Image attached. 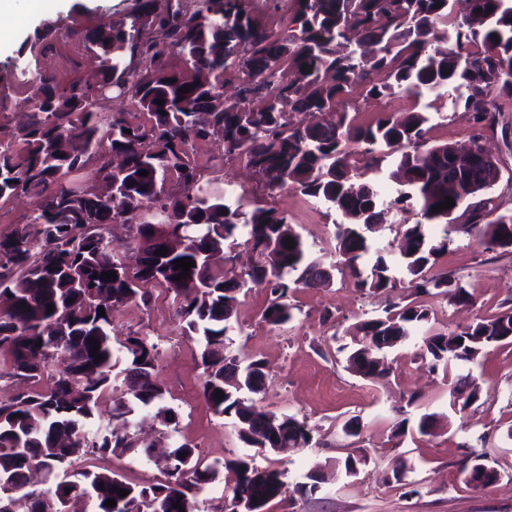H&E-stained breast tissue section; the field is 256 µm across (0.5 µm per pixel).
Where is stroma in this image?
<instances>
[{
    "label": "stroma",
    "instance_id": "1",
    "mask_svg": "<svg viewBox=\"0 0 512 512\" xmlns=\"http://www.w3.org/2000/svg\"><path fill=\"white\" fill-rule=\"evenodd\" d=\"M78 1L89 11L85 18L89 25L99 15L119 14L130 6V0H38L36 15L22 25L15 43L0 46V70L7 68L18 43L33 36L46 21L67 15ZM42 48L44 69L65 80L93 81L92 67L82 61V47L63 32L49 34ZM432 109L440 114L430 132L432 143L468 141L473 128L464 112H450L444 100L433 102ZM214 177L218 186L233 184L237 194L285 211L312 257H323L334 248L332 218L317 201L286 191L267 196L239 163L225 164ZM439 265L474 288L475 305L438 299L430 323L420 335L389 353L390 372L375 381L349 371L347 354L338 351L337 345L351 343V333L360 322L383 316L393 305L410 303L409 289L366 295L355 288L349 275L338 273L328 287L290 293L294 318L276 328L262 320L268 302L264 290L240 297L228 333L230 349L241 358L265 361L264 391L257 395V403L305 421L313 440L304 448L248 449L231 419L213 413L203 397L201 348L182 335L177 307L164 288L151 287L149 304L131 302L114 312L112 346L120 348L137 330L160 338L163 355L156 377L178 413L173 439L194 448L201 464L249 453L258 467L286 471V494L270 502L267 512H512V440L507 437L512 430V345L485 350L472 370L480 398L464 409L450 405L457 368L433 369L420 357L424 335L512 306V255L484 251L476 239L457 233ZM433 412L439 419L431 434H397L401 419L415 423ZM477 444L500 474L498 482L484 490L467 486L458 474L466 446ZM350 454L366 459L353 477L336 468ZM401 462L408 468L405 482L414 483L416 494H406L405 482L394 477L393 470ZM87 464L97 472L121 473L134 484L164 477L162 467L140 453L95 456ZM312 470L322 479L321 491L313 496L296 492L295 483Z\"/></svg>",
    "mask_w": 512,
    "mask_h": 512
}]
</instances>
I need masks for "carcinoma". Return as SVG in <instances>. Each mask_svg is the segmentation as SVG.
Segmentation results:
<instances>
[{
  "instance_id": "1",
  "label": "carcinoma",
  "mask_w": 512,
  "mask_h": 512,
  "mask_svg": "<svg viewBox=\"0 0 512 512\" xmlns=\"http://www.w3.org/2000/svg\"><path fill=\"white\" fill-rule=\"evenodd\" d=\"M280 2L279 30L263 24L246 0H134L118 17L91 28L68 27L67 36L82 43L86 61L96 69L93 85L78 79L63 85L41 69L40 31L17 50L12 67L25 96L15 99L1 89L0 111L12 101L25 110L26 121L14 129L0 125V201L30 195L35 205L0 237V351L11 356L7 376L29 382L50 376L53 389H30L0 401V512H17L20 500L27 512H39V503L66 492L89 497L93 512H154L152 503L160 496L168 501L167 512H199L198 496L221 468L231 494L260 497L262 510L286 492V474L277 468L275 491L244 483L245 472L257 469L248 454L203 467L186 444L145 449L148 459L168 461L163 483L136 485L114 471L76 467L87 453L135 450L134 418L145 409L167 427L176 421L166 390L150 379L160 343L138 332L122 351L112 347V311L136 300L148 303L144 286L172 294L182 334L197 337L203 396L213 412L234 420L246 446L271 452L310 446L312 429L294 416L259 410L248 398L253 384H264L265 364H245L225 344L238 295L266 290L262 319L278 327L293 317V287L312 288L329 282L332 271L347 270L356 287L376 294L397 287L402 274L420 301L360 323L359 348L348 357L353 372L376 380L386 373L378 354L429 323L431 299L475 301V292L454 272L438 268L452 242L449 233L462 231L478 237L487 251L512 254V209L488 221L496 208L480 198L498 176L450 166L457 144H428L432 113L385 112L366 126L349 118V111H359L349 99L357 87L365 103L395 96L417 102L445 98L452 109L472 115L478 133L468 149L481 152L482 133L495 132L504 100H512V0H468L461 17L451 0ZM174 57L181 68L171 66ZM228 71L240 75L232 99L224 97ZM185 86L190 92L183 94ZM114 95L133 100L146 122L132 126L123 113L110 111L107 102ZM320 112H334L338 119H313ZM212 139L224 149L212 167L240 162L268 193L292 190L337 215L335 261L329 267L311 257L285 212L256 202L249 209L244 197L204 179L197 150ZM389 157L394 169L388 177L399 189L387 200L364 176ZM172 181L183 189L182 197L166 193ZM448 196L455 205L433 212ZM463 205L470 224L461 229L453 214ZM144 211L152 212L155 223L182 231L173 246L152 245L167 253L151 266L139 250L149 223L136 218ZM393 211L417 216L415 223L403 224L404 246L394 258L374 242L379 224ZM113 224L128 228L122 251L112 246ZM428 224L442 226L441 233L429 235ZM241 245L254 254L244 270L234 265ZM181 258L195 266L177 280L182 270L173 261ZM106 271L116 279L100 278ZM95 341L103 355L99 362L91 356ZM506 341L512 343L511 307L432 333L423 347L436 366H466ZM139 358L149 378L133 384L127 371ZM118 385L124 399L114 407L112 423L86 431L100 401ZM218 391L224 398H215ZM479 394L470 374L452 389L453 401L464 407ZM38 468L48 477L61 472L63 479L52 488L30 489L28 474ZM459 474L472 475L484 487L499 479L486 453L474 450ZM99 485L106 489L101 497L94 494ZM108 499L116 505L106 506Z\"/></svg>"
}]
</instances>
